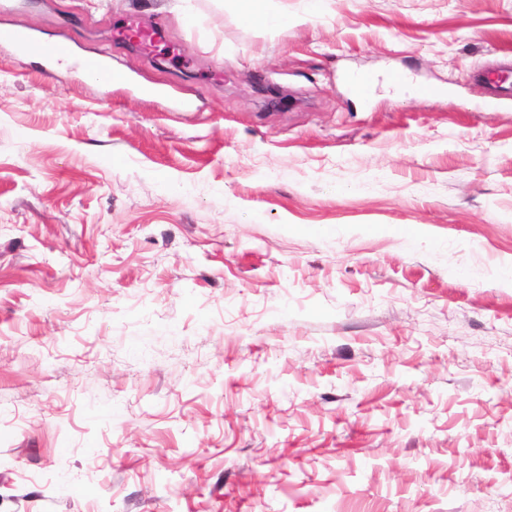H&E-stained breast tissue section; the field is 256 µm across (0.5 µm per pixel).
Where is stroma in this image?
<instances>
[{"label": "stroma", "mask_w": 512, "mask_h": 512, "mask_svg": "<svg viewBox=\"0 0 512 512\" xmlns=\"http://www.w3.org/2000/svg\"><path fill=\"white\" fill-rule=\"evenodd\" d=\"M282 4L0 0V512H512V0ZM275 0H236L240 11L248 18L260 19L272 28L288 24V17L272 6ZM0 48L34 56L47 71H53L55 64L72 58L70 44L65 38L41 40L32 29L24 26L0 27ZM75 68L85 75L98 76L99 81L106 85H112V82H120L125 77L123 72L112 68V64L100 56L77 59Z\"/></svg>", "instance_id": "stroma-1"}]
</instances>
